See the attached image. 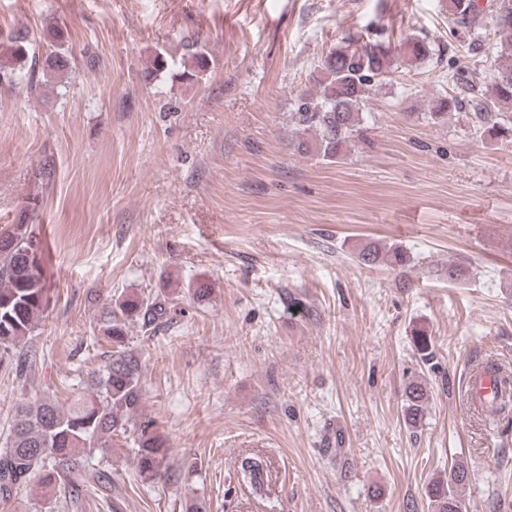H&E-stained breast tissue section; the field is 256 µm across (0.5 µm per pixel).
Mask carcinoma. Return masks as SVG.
I'll list each match as a JSON object with an SVG mask.
<instances>
[{
  "label": "carcinoma",
  "instance_id": "1",
  "mask_svg": "<svg viewBox=\"0 0 512 512\" xmlns=\"http://www.w3.org/2000/svg\"><path fill=\"white\" fill-rule=\"evenodd\" d=\"M448 14L463 28L481 30L493 27L500 42L512 46V7L497 0H447ZM47 39L54 51L45 64L62 71L69 66L63 31L51 27ZM423 39H413L395 53L381 42L358 40L332 50L324 59L318 90L295 94V109L290 113L296 130L294 147L302 155L337 163L353 147V138H362L359 125L362 112L373 91L382 88L401 64L429 55ZM28 56L27 35L14 34L0 41V82L25 81L33 85L34 75L20 63ZM209 67L202 52L193 54V69L183 72L189 81L201 78ZM469 106L488 136L510 131L500 123L502 113L512 107V51L497 55L496 75L484 90L471 92ZM462 107L461 99L445 96L436 109L424 113L427 120H440L448 111ZM37 207L33 201L21 211L16 223L0 228V358L27 343L37 320L50 305L51 286L44 267V248L38 227L31 222ZM36 243L38 251L30 249ZM359 259L365 265L384 263L394 268L409 265L407 253L394 246L370 243L362 247ZM170 308L152 295L131 293L115 303H106L100 315L101 331L112 345L110 354L98 369L91 395L77 399L63 409L52 396L17 411L3 447L0 448V498H10L13 490L38 482L44 496L58 499L83 494L78 484L85 469L86 456L112 450V439L126 433L135 436L137 474L148 481L159 474L167 453L165 439L152 429V421L142 416L143 390L140 361L128 343L127 324L138 322L143 333H152L162 324ZM483 369L493 379L495 392L486 402H475L484 423L495 430L500 420L512 413V373L487 362ZM429 403L425 380L409 382L405 390L404 416L417 423ZM267 462L248 457L241 464L242 480L255 489L263 487L257 476ZM468 481V466L456 461L448 477L430 488L433 512H467L463 489Z\"/></svg>",
  "mask_w": 512,
  "mask_h": 512
}]
</instances>
